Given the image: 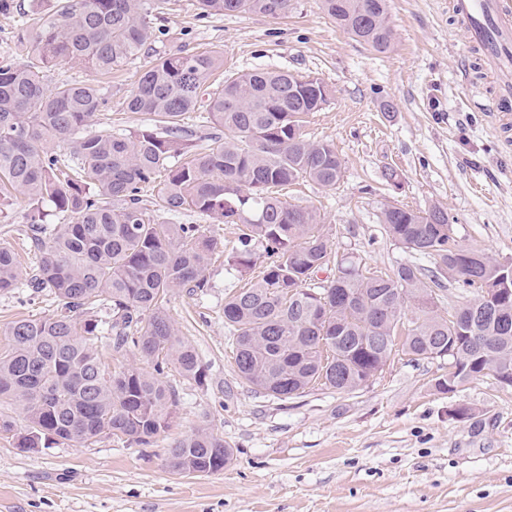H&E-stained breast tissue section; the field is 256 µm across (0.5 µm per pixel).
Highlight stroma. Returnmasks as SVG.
<instances>
[{
  "label": "stroma",
  "mask_w": 512,
  "mask_h": 512,
  "mask_svg": "<svg viewBox=\"0 0 512 512\" xmlns=\"http://www.w3.org/2000/svg\"><path fill=\"white\" fill-rule=\"evenodd\" d=\"M16 2L17 12L0 15V63L26 58L34 30L25 17L57 4ZM388 17L394 45L378 53L336 28L319 0H295L276 20L201 19L195 0H171L151 47L158 56L216 50L236 71L311 74L328 86L327 103L304 132L334 144L343 176L331 188H290L288 200L318 209L329 250L378 268L408 260L380 222L394 202L447 208L460 247L512 262V146L492 115L497 79L477 88L465 82L478 54L451 21L448 0H389ZM148 61L140 56L104 81L109 105L96 126L117 135L157 129L154 116L121 107ZM386 101L392 111H383ZM389 167L398 169V185L386 182ZM25 211L17 197L0 214V244L31 267ZM206 277V288L177 293L169 304L207 376L200 386L168 373L179 396L171 428L146 447L103 436L32 452L16 446L23 416L0 410L14 426L0 433V512H512V387L474 377L442 391L436 382L447 376V361L399 354L351 393L318 386L279 400L255 392L237 373L224 326V299L247 277L223 258ZM54 309L46 292L0 295V334ZM457 405L472 418H450ZM203 425L232 448L231 463L210 475L172 472L171 444Z\"/></svg>",
  "instance_id": "35a3bbf8"
}]
</instances>
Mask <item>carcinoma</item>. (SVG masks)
Instances as JSON below:
<instances>
[{
    "label": "carcinoma",
    "mask_w": 512,
    "mask_h": 512,
    "mask_svg": "<svg viewBox=\"0 0 512 512\" xmlns=\"http://www.w3.org/2000/svg\"><path fill=\"white\" fill-rule=\"evenodd\" d=\"M167 0H62L33 19L32 55L0 65V185L28 199L25 220L38 251L28 271L0 245V295L24 285L49 292L48 317L14 321L0 347V407L28 421L17 447L48 448L61 440L89 445L101 436L147 445L168 429L178 398L165 381L175 368L203 384L195 348L169 315L170 297L207 284L220 242L164 216L197 212L238 226L227 262L259 274L224 300L238 375L280 400L315 384L349 393L396 353L448 358V390L478 376L512 379V269L465 249L450 234L448 212L386 205L381 224L400 248L435 260L430 273L411 261L373 270L353 254L336 256V275L316 274L329 262L320 213L291 204L281 191L298 182L333 187L344 161L333 144L303 133L306 117L327 103L320 78L287 71L232 75L217 51L165 54L151 61L125 95L128 112L160 118L161 131L114 135L88 130L108 104L98 81L48 79L74 62L97 76L112 74L148 50L153 21ZM206 15L260 14L279 19L294 0H196ZM336 26L373 50L393 46L387 0H321ZM190 112L224 128L225 139L196 148L182 139ZM167 175L146 206L144 186ZM68 219L52 228L49 213ZM445 280L477 289L451 318L438 314L434 288ZM415 315L403 322L406 303ZM150 362L114 371L101 349ZM224 438L199 428L170 449L179 474L217 473L232 459Z\"/></svg>",
    "instance_id": "carcinoma-1"
}]
</instances>
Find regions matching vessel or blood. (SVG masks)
I'll return each instance as SVG.
<instances>
[{
  "mask_svg": "<svg viewBox=\"0 0 512 512\" xmlns=\"http://www.w3.org/2000/svg\"><path fill=\"white\" fill-rule=\"evenodd\" d=\"M448 9L477 49L486 71L500 79L498 105L512 101V0H449Z\"/></svg>",
  "mask_w": 512,
  "mask_h": 512,
  "instance_id": "obj_1",
  "label": "vessel or blood"
}]
</instances>
